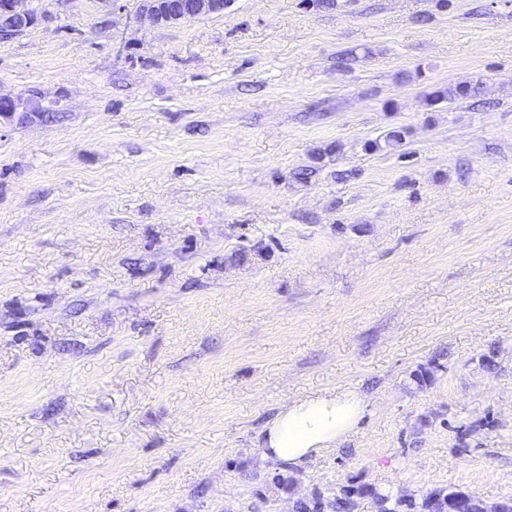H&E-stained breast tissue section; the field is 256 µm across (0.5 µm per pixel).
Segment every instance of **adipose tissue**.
Segmentation results:
<instances>
[{
	"mask_svg": "<svg viewBox=\"0 0 512 512\" xmlns=\"http://www.w3.org/2000/svg\"><path fill=\"white\" fill-rule=\"evenodd\" d=\"M369 408V400L353 391L294 400L266 424L254 453L263 461L303 467L313 456L335 448Z\"/></svg>",
	"mask_w": 512,
	"mask_h": 512,
	"instance_id": "obj_1",
	"label": "adipose tissue"
}]
</instances>
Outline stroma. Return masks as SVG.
Segmentation results:
<instances>
[{
	"instance_id": "stroma-1",
	"label": "stroma",
	"mask_w": 512,
	"mask_h": 512,
	"mask_svg": "<svg viewBox=\"0 0 512 512\" xmlns=\"http://www.w3.org/2000/svg\"><path fill=\"white\" fill-rule=\"evenodd\" d=\"M34 6L0 37L44 112L0 127V512L512 498V0ZM345 389L336 448L253 456ZM227 0H141L139 18L153 26H169L188 19L221 14ZM482 84L483 83L477 79L475 81L472 80L463 84H459L454 88L438 89L429 94L428 101L430 102V105H436L447 100L452 101L461 98H477L480 94V91L482 90ZM369 408V400L354 391L296 399L266 424L254 453L263 461L301 468L313 456L335 448ZM457 491L460 493H466L472 496V500L480 502L481 499L468 491H464L457 488H444L437 489L429 492L420 502H417L415 498H409L407 500H397L395 496L386 490H373V493L369 496L373 502L375 512H425L426 503L429 500H435L437 502L446 503L448 500V491Z\"/></svg>"
}]
</instances>
